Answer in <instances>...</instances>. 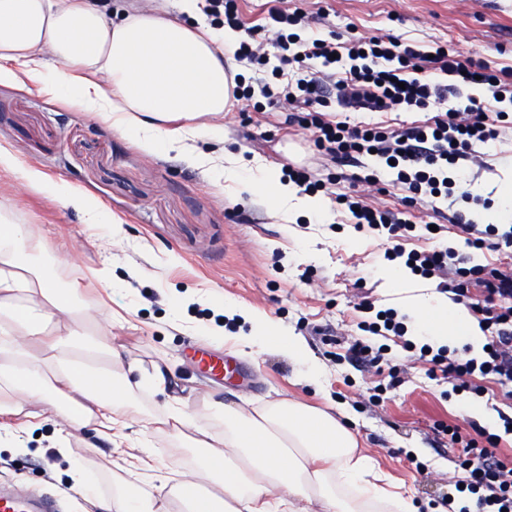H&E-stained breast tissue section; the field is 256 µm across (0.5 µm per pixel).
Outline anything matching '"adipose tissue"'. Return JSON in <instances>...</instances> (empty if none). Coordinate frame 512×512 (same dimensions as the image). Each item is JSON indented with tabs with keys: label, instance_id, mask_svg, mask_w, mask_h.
Wrapping results in <instances>:
<instances>
[{
	"label": "adipose tissue",
	"instance_id": "ef3b65f1",
	"mask_svg": "<svg viewBox=\"0 0 512 512\" xmlns=\"http://www.w3.org/2000/svg\"><path fill=\"white\" fill-rule=\"evenodd\" d=\"M180 8L186 21L152 6L109 20L95 0H0V83L15 81L13 65L22 63L32 83L76 98L119 136L155 153H176L216 182L250 174L279 209L323 216L328 205L321 197L299 195L277 172L252 167L239 154L197 148L198 139L223 130L235 86L225 63L240 34L192 23L198 0H181ZM51 59L64 67L52 78L44 73ZM0 168L20 170L27 184L70 198L88 223L103 221L92 201L21 167L15 151L1 145ZM35 242L33 225L0 223V413L17 414L30 402L51 403L65 393L63 425L90 423L99 437L123 442L133 423L125 405L137 393L160 392L164 378L124 368L101 339L93 309L77 305L75 285L29 267L26 252ZM407 309L436 335L464 336L477 346L484 341L467 309L447 296L419 295ZM241 314L255 328L247 346L278 351L316 377L302 337L257 310ZM78 315L86 331L73 329ZM43 337L56 353L50 372L29 354ZM209 409L224 420L223 447L200 441L194 470L167 491L187 512H371L375 504L382 512H414L408 498L374 479L371 457L335 409L286 398L257 407L214 401Z\"/></svg>",
	"mask_w": 512,
	"mask_h": 512
}]
</instances>
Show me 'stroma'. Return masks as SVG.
<instances>
[{"label":"stroma","instance_id":"obj_1","mask_svg":"<svg viewBox=\"0 0 512 512\" xmlns=\"http://www.w3.org/2000/svg\"><path fill=\"white\" fill-rule=\"evenodd\" d=\"M499 12L483 0H288L310 21L322 39L355 32L360 36L394 33L422 45L445 42L459 54L512 65V0ZM291 106L263 112L235 102L224 117V132L198 140L206 152L223 149L281 170L284 153L307 156L315 178L344 172L341 190L353 189L373 207L402 211V194L359 182L373 159L337 169L319 153L309 131L288 124ZM0 145L12 148L25 167L65 184L97 202L106 219L88 223L82 211L27 185L16 173H0V216L15 224L35 225L43 249L39 264L61 259L58 276L78 284L83 303L94 307L100 323L112 326L109 343L125 359L165 376L166 390L140 394L132 409L159 417L165 404L186 406L196 427L214 441L224 438V423L211 416L209 400L227 403L247 398L261 404L291 397L314 407L336 404L349 412V425L380 471L417 512H433L434 502L454 491L455 455L440 427L472 418L493 425L499 413L512 415V402L493 397L443 394L428 379L418 350L390 345L389 357L401 386L373 402L376 386L387 375L350 359L349 348L363 315L356 305L369 297L376 307L403 310L408 297L436 290V282L406 275L390 283L385 272L387 243L371 230L355 228L342 212L325 220L296 216L278 223L271 203L252 183L227 187L207 181L177 155L147 152L137 141L115 134L106 122L84 112L78 100L39 92L26 77L0 84ZM512 158V128L466 162L468 188L487 199L488 208L459 200L442 202L445 213L464 212L480 224H496L497 179ZM121 224L113 243L112 226ZM110 264L112 279L97 281L93 272ZM233 302L266 312L308 344L318 366L308 379L303 366L275 351L247 355L208 331ZM197 347L231 357L233 376L201 373L184 355ZM32 417L0 416L15 427L27 450L0 446V480L28 493L53 492L61 512H77L79 494L70 488L69 469L80 461L104 502L118 487H135L130 474L132 448H114L92 427L73 429L65 447L54 445L51 406L32 404ZM151 452L160 476L195 462L191 440L175 439L170 426L151 436Z\"/></svg>","mask_w":512,"mask_h":512}]
</instances>
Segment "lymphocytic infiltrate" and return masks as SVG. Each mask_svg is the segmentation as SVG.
Masks as SVG:
<instances>
[{
    "label": "lymphocytic infiltrate",
    "instance_id": "lymphocytic-infiltrate-1",
    "mask_svg": "<svg viewBox=\"0 0 512 512\" xmlns=\"http://www.w3.org/2000/svg\"><path fill=\"white\" fill-rule=\"evenodd\" d=\"M203 12L214 28L243 31L235 51L237 61L272 73V82L258 90L237 83L236 99L248 100L258 93L268 107L285 102L298 108V123L311 132L318 151L334 162L375 154L388 163L390 184L404 191L408 206L454 195L472 202L471 192L463 190L461 180L449 176L448 169L474 158L477 147L498 138L497 125L505 121L507 106H512L511 65L465 59L445 44L426 51L391 34L331 42L308 34L303 13L289 9L286 0H274L268 10L277 50L272 56L258 45L259 29L244 25L238 0H204ZM444 75L449 78L445 84L440 81ZM475 83L492 98L491 106L458 95V86ZM332 98L358 111L416 110L425 118L398 129L376 123L352 126L328 117L326 107ZM336 202L356 227L392 241L386 260L405 259L413 275L427 280L450 270L459 275V282L445 283L441 290L478 314L487 349L462 356L447 345L426 340L419 352L427 364V377L451 385L455 393L479 398L486 396L492 382L512 399V268H463L453 247L435 245L436 234L428 225L373 208L357 194H337ZM433 217L447 219L467 234L474 248L500 252L512 248V225L489 224L481 229L459 212L446 217L437 210ZM414 239L424 241V248L407 249V242ZM511 426L512 417L504 416L496 433L473 420L444 427L449 445L462 448L456 460L461 486L442 500L445 512H512V458L499 451L501 432Z\"/></svg>",
    "mask_w": 512,
    "mask_h": 512
}]
</instances>
